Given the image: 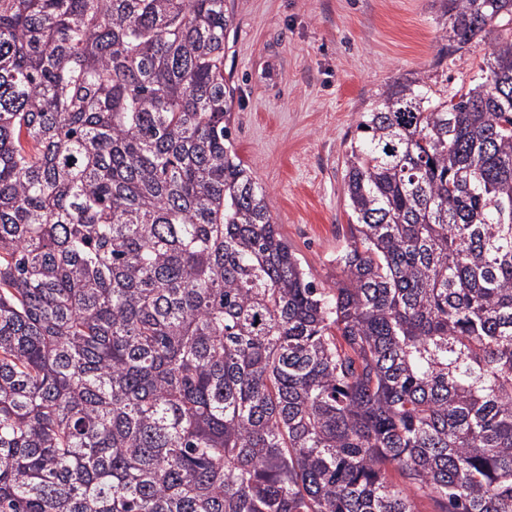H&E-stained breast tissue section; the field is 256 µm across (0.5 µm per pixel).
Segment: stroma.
I'll list each match as a JSON object with an SVG mask.
<instances>
[{"instance_id": "35a3bbf8", "label": "stroma", "mask_w": 512, "mask_h": 512, "mask_svg": "<svg viewBox=\"0 0 512 512\" xmlns=\"http://www.w3.org/2000/svg\"><path fill=\"white\" fill-rule=\"evenodd\" d=\"M224 73L234 89L240 158L267 192L281 235L318 286L345 243L346 151L359 115L386 84L418 76L468 84L498 35L442 53L440 0H227Z\"/></svg>"}]
</instances>
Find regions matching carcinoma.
Returning <instances> with one entry per match:
<instances>
[{"mask_svg": "<svg viewBox=\"0 0 512 512\" xmlns=\"http://www.w3.org/2000/svg\"><path fill=\"white\" fill-rule=\"evenodd\" d=\"M443 4L506 34L361 113L319 288L226 0H0V512H512V0Z\"/></svg>", "mask_w": 512, "mask_h": 512, "instance_id": "cac0c4a2", "label": "carcinoma"}]
</instances>
